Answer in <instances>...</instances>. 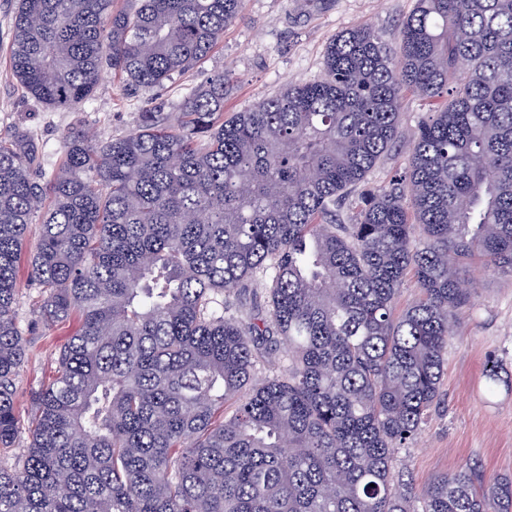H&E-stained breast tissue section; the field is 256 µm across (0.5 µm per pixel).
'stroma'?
<instances>
[{"label": "stroma", "instance_id": "obj_1", "mask_svg": "<svg viewBox=\"0 0 512 512\" xmlns=\"http://www.w3.org/2000/svg\"><path fill=\"white\" fill-rule=\"evenodd\" d=\"M415 0H244L224 39L194 69L174 76L147 95L131 90L111 70H104L90 102L78 112L45 111L13 77L9 62L11 26L17 0H0V139L14 129L31 132L37 147L34 170L43 175L62 160V136L76 126L100 138L120 137L137 130L140 115L161 108L172 118L187 89L215 73L233 74L224 99L232 116L290 83L323 76L324 54L340 33L369 25L393 34ZM477 293L462 313L460 332L448 344L440 401L416 439L398 450L394 469L404 480L424 489L435 477L473 469L485 478L512 477V278L487 271L479 261L466 266ZM22 283L17 317L27 338V358L17 384L21 417H28L33 391L54 375L58 349L74 330V322L51 328L38 321L40 294ZM502 366L504 380L496 394L483 389L488 361Z\"/></svg>", "mask_w": 512, "mask_h": 512}]
</instances>
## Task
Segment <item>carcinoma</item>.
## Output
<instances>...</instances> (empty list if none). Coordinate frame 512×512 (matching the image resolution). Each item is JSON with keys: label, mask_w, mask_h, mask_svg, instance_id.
<instances>
[{"label": "carcinoma", "mask_w": 512, "mask_h": 512, "mask_svg": "<svg viewBox=\"0 0 512 512\" xmlns=\"http://www.w3.org/2000/svg\"><path fill=\"white\" fill-rule=\"evenodd\" d=\"M135 2L19 0L13 76L51 112L88 103L105 65L154 91L242 4ZM323 65L227 120L225 71L174 124L75 127L45 182L27 132L0 140L1 446L20 428L32 224L39 317L78 322L31 395L26 452L0 460V512H512L511 478L419 493L393 473L477 291L462 267L512 278V0H415L397 36L348 30ZM408 94L430 112L408 169L365 188Z\"/></svg>", "instance_id": "carcinoma-1"}]
</instances>
